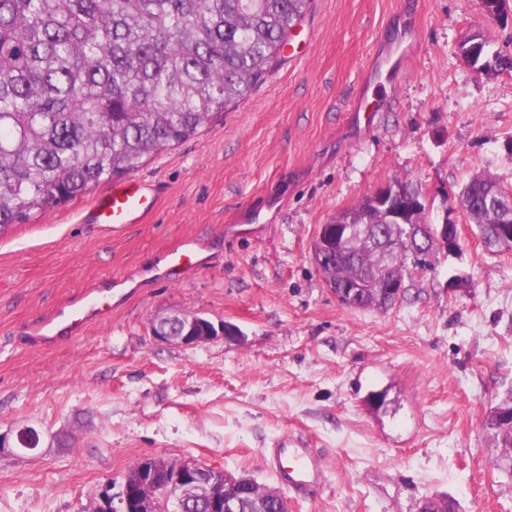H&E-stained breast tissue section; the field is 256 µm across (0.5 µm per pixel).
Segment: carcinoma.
<instances>
[{
    "label": "carcinoma",
    "mask_w": 512,
    "mask_h": 512,
    "mask_svg": "<svg viewBox=\"0 0 512 512\" xmlns=\"http://www.w3.org/2000/svg\"><path fill=\"white\" fill-rule=\"evenodd\" d=\"M311 0H0V228L24 223L205 130L239 105L281 57ZM477 63L512 70L478 33ZM388 195L412 203L418 185L395 179ZM460 204L489 254L512 251V192L489 175ZM364 200L340 213L338 249L315 240L331 289H370L414 270L417 243L386 225L389 247L369 243L382 212ZM512 393L490 410L495 447H512Z\"/></svg>",
    "instance_id": "obj_1"
}]
</instances>
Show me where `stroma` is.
I'll return each instance as SVG.
<instances>
[{
  "instance_id": "1",
  "label": "stroma",
  "mask_w": 512,
  "mask_h": 512,
  "mask_svg": "<svg viewBox=\"0 0 512 512\" xmlns=\"http://www.w3.org/2000/svg\"><path fill=\"white\" fill-rule=\"evenodd\" d=\"M413 26L400 83L366 84L372 59ZM471 28L512 53V0L494 18L480 0H312L238 107L134 170L157 189L144 223H82L105 182L0 231V432L28 424L68 439L0 456V512H84L145 457L274 490L262 450L286 436L324 456L319 493L289 498V512H418L434 494L457 512H512V475L484 427L512 390V252L488 254L458 198L479 173L512 191V75L461 61ZM364 92L379 99L368 131L348 122ZM397 178L430 197L431 223L457 222L460 249L412 272L391 309L347 308L318 273L313 241ZM267 197L273 207L244 225ZM190 237L205 265L159 279ZM110 276L127 285L110 317L68 342L30 341ZM184 313L241 334L153 337L154 319Z\"/></svg>"
}]
</instances>
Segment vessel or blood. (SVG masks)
I'll list each match as a JSON object with an SVG mask.
<instances>
[{"mask_svg": "<svg viewBox=\"0 0 512 512\" xmlns=\"http://www.w3.org/2000/svg\"><path fill=\"white\" fill-rule=\"evenodd\" d=\"M154 205V197L144 181H130L113 188L100 197L85 213L88 224L124 225L141 223ZM200 248L195 240L185 239L179 248L168 255L164 264L165 276L183 269L201 265ZM112 309V291L105 288L90 293L78 303H69L57 309L54 317L43 326L42 340L47 342L70 339L92 320ZM266 462L278 484L300 497L311 495L320 485L322 466L313 449L296 447L281 440L264 451Z\"/></svg>", "mask_w": 512, "mask_h": 512, "instance_id": "obj_1", "label": "vessel or blood"}]
</instances>
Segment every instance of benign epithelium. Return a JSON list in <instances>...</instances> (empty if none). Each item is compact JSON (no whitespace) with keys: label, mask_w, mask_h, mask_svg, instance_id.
<instances>
[{"label":"benign epithelium","mask_w":512,"mask_h":512,"mask_svg":"<svg viewBox=\"0 0 512 512\" xmlns=\"http://www.w3.org/2000/svg\"><path fill=\"white\" fill-rule=\"evenodd\" d=\"M431 232L446 250L455 249L460 239L457 225L448 221L431 225ZM380 292L398 302L406 293L405 285L396 280L384 281ZM155 337L172 343L192 345L224 334V327L217 330L200 320L198 315H169L156 318L152 324ZM42 432L31 425L17 426L0 433V454L12 455L36 450ZM137 479L125 478L120 505L127 509L131 500L139 501V512H240L242 502L237 488L241 485L257 487L250 479L224 474V487L209 480L204 467L185 462L172 465L157 458L142 459L134 465Z\"/></svg>","instance_id":"1"}]
</instances>
